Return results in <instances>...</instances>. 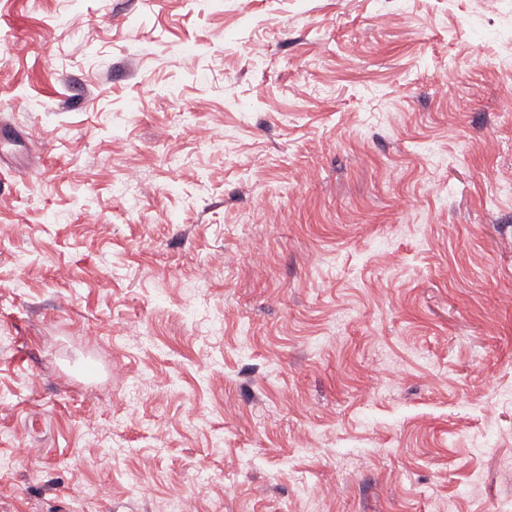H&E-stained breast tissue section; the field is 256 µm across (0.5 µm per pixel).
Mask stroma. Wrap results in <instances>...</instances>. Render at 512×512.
Segmentation results:
<instances>
[{
    "label": "stroma",
    "instance_id": "obj_1",
    "mask_svg": "<svg viewBox=\"0 0 512 512\" xmlns=\"http://www.w3.org/2000/svg\"><path fill=\"white\" fill-rule=\"evenodd\" d=\"M17 39L0 512L512 503V0H0Z\"/></svg>",
    "mask_w": 512,
    "mask_h": 512
}]
</instances>
